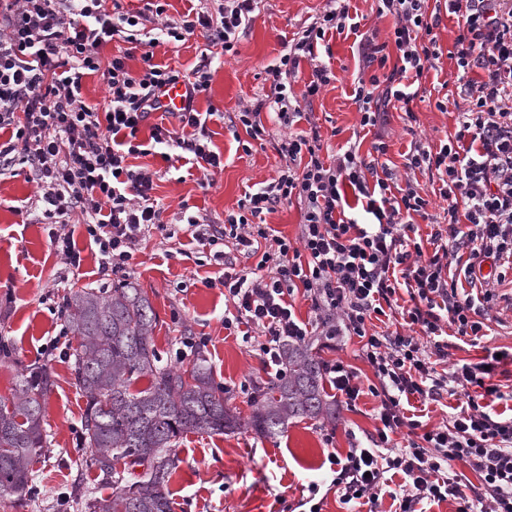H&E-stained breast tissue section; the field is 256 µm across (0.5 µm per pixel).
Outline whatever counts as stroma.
I'll return each mask as SVG.
<instances>
[{
    "label": "stroma",
    "instance_id": "obj_1",
    "mask_svg": "<svg viewBox=\"0 0 512 512\" xmlns=\"http://www.w3.org/2000/svg\"><path fill=\"white\" fill-rule=\"evenodd\" d=\"M324 6L325 0H259L254 21L235 53L214 60L211 87L195 106L201 112L211 107L220 112L208 127L215 148L224 156L223 171L206 177L181 161L168 166L155 153L133 160L134 165L162 171L154 195L164 208L163 220L175 232L168 239L151 231L136 245L127 266L128 275L147 291L157 314L155 346L163 363L185 366L193 353L184 350V341L204 339L203 352L216 383L224 389V403L244 419L256 407L245 386H264L269 378L258 351L246 348L225 330L224 292L206 285L223 270L210 264L208 248L193 240L180 215L198 213L222 223L225 213L236 210L244 192L276 176L281 159L272 145L243 153L227 116L269 94L266 67L278 62L286 43ZM327 43L329 49L319 59L332 69L335 80L311 98L305 94L312 74L308 61H301L289 78L299 110L312 115L311 122H299L296 128L305 131L317 125L323 154L339 153L352 144L367 153L371 140L360 127L353 93L362 72L355 39L335 35ZM208 49L206 39L195 35L183 43L157 46L154 60L188 71ZM437 84L436 75L428 74L412 114L392 108L384 118L380 132L398 176L407 175L402 156L412 140L420 138L436 146L455 132L464 103L453 85L447 101H440ZM410 178L428 199L429 213H439L443 201L434 195L428 175L418 172ZM35 192L25 166L0 175V343L8 348L0 355V398L11 397L18 372L33 365L50 367L55 383L45 398L47 444L29 465L31 482L41 495L0 499V512H66L68 498L82 491L99 498L112 493L79 440L86 399L75 380L72 351L62 347L52 351L48 345L54 337L69 333L62 303L70 289L107 288L120 278L100 277L98 256L77 223L67 229L81 251L82 263L77 268L63 263L51 244L53 225L43 223L40 212L30 207ZM498 291L500 298L488 312L489 336L475 346L449 337V362H476L490 351L512 352V286H499ZM375 407L374 398L365 396L355 409L337 406L335 421L297 419L274 439L245 428L221 435L182 434L173 447L177 467L168 485L173 512H295L313 484L325 494L321 512H348V505L329 489L334 476L329 455L345 453L353 440L374 432Z\"/></svg>",
    "mask_w": 512,
    "mask_h": 512
}]
</instances>
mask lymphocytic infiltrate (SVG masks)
<instances>
[{"instance_id": "f902f5d3", "label": "lymphocytic infiltrate", "mask_w": 512, "mask_h": 512, "mask_svg": "<svg viewBox=\"0 0 512 512\" xmlns=\"http://www.w3.org/2000/svg\"><path fill=\"white\" fill-rule=\"evenodd\" d=\"M257 0H224L217 15L189 12L180 20L164 18L161 0L143 9L123 10L121 0H0V174L16 164L28 167L38 186L33 201L45 221L57 227L55 251L79 267L80 251L65 227L80 218L99 270L125 269L140 237L156 230L173 238L153 195L155 172L129 164L142 155L138 140L149 127L152 146L163 160H188L199 170L223 168L211 147L212 112L198 111L196 98L208 91L211 55L181 72L154 63L155 46L202 33L209 47L230 52L240 32L249 28ZM381 17H392L390 41L361 36L364 67L377 74L359 80L354 100L361 127L381 125L385 107L410 112L424 73L440 68L442 51L436 30L443 13L456 16L458 35L450 57L467 106L453 137L433 146L415 142L404 156L409 171L428 173L447 206L431 221L426 243L412 239L404 213L425 215L428 201L414 186L397 189L396 175L385 162L388 145L376 138L370 155L350 149L325 163L317 127L294 132L303 114L293 107L288 77L300 59L314 60L327 34L359 33L350 0H327L320 15L294 39L277 64L266 68L270 93L229 115L252 142L265 140L263 109L274 110L289 135L274 142L282 165L275 178L245 193L223 223L200 215L186 218L193 238L214 249L209 259L224 267L220 284L232 305L224 313L225 329L241 330L242 342L258 349L264 372L280 365L288 340H305L311 331L327 339L358 337L359 356L374 380L361 387L357 370L343 361L326 364L328 381L355 408L363 393L377 402L380 426L365 442H353L345 456H333L332 480L343 503L377 505L388 474L403 483L395 512H417L423 500L455 501L456 512H512V416L493 415L470 395L473 387L499 397L487 382L484 363H465L438 372L447 361L445 331L480 338L489 329L486 316L496 295L485 288L483 261L497 268L498 279L512 270V0H375ZM157 30L149 40L137 38L147 25ZM142 49V69L132 74L129 50L102 63L100 50L115 38ZM101 74L108 105L97 108L82 97V80ZM184 81L186 106L176 114L177 127L150 123L159 111L162 88ZM298 202V242L261 223L262 214ZM230 251L220 250V243ZM432 245L425 255L424 245ZM256 258L255 266L236 270L230 252ZM467 255L458 287L450 266ZM406 290L412 305L400 309L397 293ZM302 296L315 315L298 319L293 300ZM401 313L417 334L386 329L369 331L368 322ZM466 396V406L441 425L422 430L406 416L404 400L441 401ZM406 431L404 443L394 433ZM466 464L480 481L474 496L463 491L451 462Z\"/></svg>"}]
</instances>
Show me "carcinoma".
Here are the masks:
<instances>
[{
	"label": "carcinoma",
	"mask_w": 512,
	"mask_h": 512,
	"mask_svg": "<svg viewBox=\"0 0 512 512\" xmlns=\"http://www.w3.org/2000/svg\"><path fill=\"white\" fill-rule=\"evenodd\" d=\"M63 312L77 338L74 374L86 398L83 447L112 483L111 496L86 503L89 512H171L166 488L176 469L173 442L183 432L249 428L274 438L294 419H336V402L324 393L323 363L305 343L284 346V376L258 389V407L244 420L224 406L203 354L186 368L161 364L156 313L136 280L73 288ZM142 376L149 385L130 391ZM52 386L49 368L34 366L20 374L12 397L0 400V498L29 490L28 461L47 440L43 400Z\"/></svg>",
	"instance_id": "1"
}]
</instances>
